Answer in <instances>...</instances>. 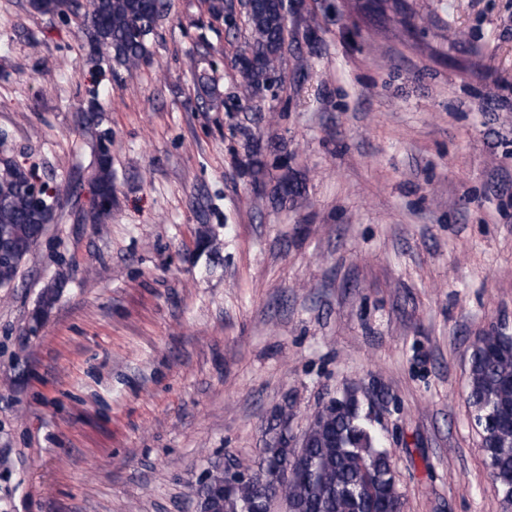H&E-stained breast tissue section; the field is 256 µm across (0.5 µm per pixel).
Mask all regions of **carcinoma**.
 <instances>
[{"instance_id":"1","label":"carcinoma","mask_w":512,"mask_h":512,"mask_svg":"<svg viewBox=\"0 0 512 512\" xmlns=\"http://www.w3.org/2000/svg\"><path fill=\"white\" fill-rule=\"evenodd\" d=\"M43 15L79 21L85 64L99 73L132 74L148 55L147 42L163 13L165 0H31ZM248 38L235 58L237 101L279 86L288 67V8L285 0H248L244 14ZM99 90H89L82 124L95 129L88 177L91 223L102 224L112 210V130L102 128ZM35 175L5 157L0 160V288L10 287L24 259L40 246L46 226L61 209L57 193L38 192ZM468 402L490 420L512 407V335L493 330L475 343L468 373ZM343 405L327 403L310 422L305 447H288L280 437L263 449L256 466L236 463L241 479L224 482V468L206 470L196 489L195 512H377L384 504L401 512V495L381 435L355 393ZM482 452L489 474L512 504V429L489 430Z\"/></svg>"}]
</instances>
